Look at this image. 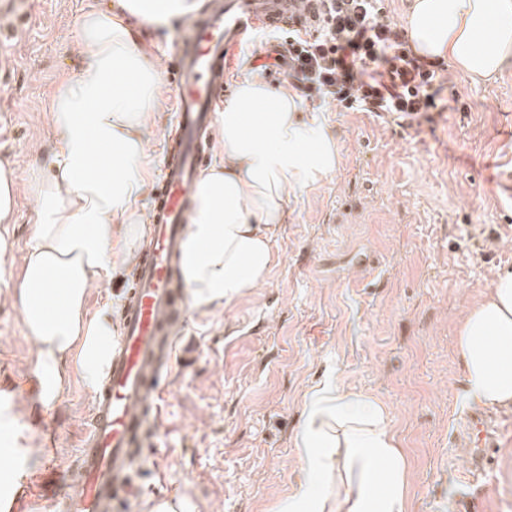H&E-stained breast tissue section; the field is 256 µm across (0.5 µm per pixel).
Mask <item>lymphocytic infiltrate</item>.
Returning a JSON list of instances; mask_svg holds the SVG:
<instances>
[{
	"label": "lymphocytic infiltrate",
	"mask_w": 512,
	"mask_h": 512,
	"mask_svg": "<svg viewBox=\"0 0 512 512\" xmlns=\"http://www.w3.org/2000/svg\"><path fill=\"white\" fill-rule=\"evenodd\" d=\"M288 75L308 97L417 115L436 106L437 75L412 54L380 0H325L321 34L288 38Z\"/></svg>",
	"instance_id": "f902f5d3"
}]
</instances>
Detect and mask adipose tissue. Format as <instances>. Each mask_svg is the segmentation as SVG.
Segmentation results:
<instances>
[{
	"label": "adipose tissue",
	"mask_w": 512,
	"mask_h": 512,
	"mask_svg": "<svg viewBox=\"0 0 512 512\" xmlns=\"http://www.w3.org/2000/svg\"><path fill=\"white\" fill-rule=\"evenodd\" d=\"M90 10L78 36L91 55L52 102L59 151L54 172L36 176L38 221L15 293L37 344L38 398L51 408L69 365L88 387L112 357V322L89 314L87 297L130 254L143 222L142 160L161 80L137 48L125 16L161 27L189 15L195 0H116ZM405 27L413 51L449 62L474 80L512 67V0H413ZM287 85L237 82L217 122L218 157L193 195L180 270L196 308L227 306L260 287L274 262L285 199L333 172L331 132L301 122ZM456 356L467 398L485 408L512 404V269L458 325ZM310 481L280 512H406L409 473L385 406L326 379L309 392L295 434Z\"/></svg>",
	"instance_id": "1"
}]
</instances>
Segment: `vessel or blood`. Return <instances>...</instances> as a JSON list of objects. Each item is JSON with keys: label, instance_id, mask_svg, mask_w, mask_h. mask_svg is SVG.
<instances>
[{"label": "vessel or blood", "instance_id": "vessel-or-blood-1", "mask_svg": "<svg viewBox=\"0 0 512 512\" xmlns=\"http://www.w3.org/2000/svg\"><path fill=\"white\" fill-rule=\"evenodd\" d=\"M323 10L322 0H208L180 32L170 150L138 253L134 286L123 298L111 364L94 394L91 428L80 464L64 484L61 512H127L141 494L135 474L189 316L177 259L229 50L251 26L307 33L320 24Z\"/></svg>", "mask_w": 512, "mask_h": 512}]
</instances>
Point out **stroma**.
I'll list each match as a JSON object with an SVG mask.
<instances>
[{"label":"stroma","mask_w":512,"mask_h":512,"mask_svg":"<svg viewBox=\"0 0 512 512\" xmlns=\"http://www.w3.org/2000/svg\"><path fill=\"white\" fill-rule=\"evenodd\" d=\"M111 0H0V163L17 175L15 205L0 233L15 262L0 276V512L28 491L31 512H59L62 486L88 432L94 392L75 369L52 409L37 398L36 345L11 294L38 221L33 174L58 149L51 104L59 85L90 56L78 21ZM185 24L135 26L138 46L158 64L163 95L143 160L150 210L174 98L167 46ZM288 34L258 31L230 52L228 85L261 74L286 81L273 54ZM437 109L408 122L384 112L340 110L306 100L339 148L334 172L287 203L266 282L228 307L191 310L178 342L172 385L135 481L131 512L163 501L184 512H277L308 479L294 434L308 389L328 370L348 389L387 408L410 473L408 512H448L455 477L473 449L460 426L466 399L455 330L497 272L512 267V207L494 179L511 156L512 69L474 82L447 64ZM132 265L92 289L90 313L118 319ZM495 424L474 491L488 512H512V407Z\"/></svg>","instance_id":"obj_1"}]
</instances>
